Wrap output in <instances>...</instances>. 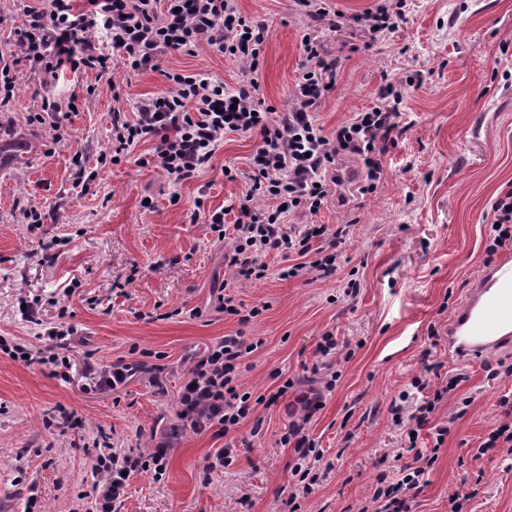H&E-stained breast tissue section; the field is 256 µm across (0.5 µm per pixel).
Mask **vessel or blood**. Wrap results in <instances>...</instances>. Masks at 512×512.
<instances>
[{
  "label": "vessel or blood",
  "instance_id": "1",
  "mask_svg": "<svg viewBox=\"0 0 512 512\" xmlns=\"http://www.w3.org/2000/svg\"><path fill=\"white\" fill-rule=\"evenodd\" d=\"M512 349V255L489 265L448 321V356L473 363Z\"/></svg>",
  "mask_w": 512,
  "mask_h": 512
}]
</instances>
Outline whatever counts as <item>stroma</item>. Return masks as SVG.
<instances>
[{
  "label": "stroma",
  "mask_w": 512,
  "mask_h": 512,
  "mask_svg": "<svg viewBox=\"0 0 512 512\" xmlns=\"http://www.w3.org/2000/svg\"><path fill=\"white\" fill-rule=\"evenodd\" d=\"M378 2L332 0L333 15L311 23L294 0H239L243 15L268 27L260 95L277 111L295 105L306 38L338 61L336 82L316 109L325 132L378 105L386 85L403 94L396 125L378 145L377 191L362 196L352 187L345 198L329 195L317 214L289 218L353 223L336 275L283 280V257L270 255L269 278L233 282L236 300L266 307L244 328L217 312L213 297L233 281L224 265L231 242L191 215L245 194L259 135L227 137L211 168L181 184L157 164L150 140L121 164L99 160L110 147L113 112L133 115L139 99L166 91V73H202L232 89L244 78L242 64L205 47L165 56L155 69L117 65L104 76L14 68L0 135L25 147L0 165V336L38 349L49 343L40 327L77 334L64 381L0 352V512H28L32 497L42 512H84L98 432L117 445L150 448L154 432L177 421L192 361L239 329L261 343L248 357L245 388L273 392L277 369L304 383L340 374L306 427L331 477L300 512H357L400 448L388 406L430 362L468 375L440 404L438 420L455 410L458 395L472 403L413 512H448L455 493L467 496L466 512H512V460L473 456L497 423L499 397L512 391V376L486 367L512 363V351L463 366L444 342L449 318L487 265L490 200L512 183V0H403L394 28L375 40L354 16ZM48 99L65 106L64 117L32 122ZM228 166L236 179L225 178ZM33 208L39 221L28 216ZM353 274L361 286L348 297L343 288ZM29 306L38 307L39 323L28 322ZM432 324L441 336L435 344ZM325 335L353 357L320 353ZM132 362L162 367L163 392L140 372L115 390L90 388L89 366ZM60 405L78 428L44 427ZM262 416L260 436L240 426L236 461L226 470L209 467L224 437L210 430L179 438L163 475L131 478L120 512H285L294 455L281 442L288 413L280 402Z\"/></svg>",
  "instance_id": "1"
}]
</instances>
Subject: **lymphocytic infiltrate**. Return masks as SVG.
<instances>
[{"instance_id":"1","label":"lymphocytic infiltrate","mask_w":512,"mask_h":512,"mask_svg":"<svg viewBox=\"0 0 512 512\" xmlns=\"http://www.w3.org/2000/svg\"><path fill=\"white\" fill-rule=\"evenodd\" d=\"M267 33L266 24L241 13L237 0H48L44 9H27L22 23L14 27L13 50L9 58L0 57V90L12 95V71L22 62L51 75L65 68L76 74L95 70L103 75L116 63L134 71L154 69L165 55H192L204 46L232 55L246 74L234 89L200 74L171 73L167 76L170 91L140 100L135 120L113 113L108 160L120 164L130 147L151 140L159 166L179 183L211 168L226 136L259 134L261 142L250 159L249 187L231 204L237 212L233 226L225 225L224 211L206 217L212 232L232 234L233 247L225 253L224 262L236 279L261 280L268 276L266 259L270 254L294 255L297 263L281 268L280 278L311 274L327 279L337 271L349 225L303 224L292 229L287 218L298 211L312 215L320 211L334 182L336 161L345 155L358 156L363 162L366 176L359 193L376 190L383 174L377 143L393 128L395 105L401 102L402 93L388 87L385 95L391 98V105L354 113L332 135H325L315 109L324 88L323 76L335 72L336 59L324 57L319 45L302 40L295 81L299 105L288 112L277 111L261 98L258 84ZM102 35L110 41V52L97 47ZM258 197L274 200V207L255 209L253 201ZM491 210L493 221L485 248L490 257L512 245L511 185L497 194ZM218 301L225 315L236 317L239 332L222 337L189 369L178 423L162 433L153 448L138 451L108 445L96 455L93 512H118L131 476L149 470L163 474L167 451L179 434L214 428L228 436L248 420L253 432H260L259 407L286 396L298 415L282 438L295 453L288 483L289 512H298L299 500L327 480L330 470L321 467L322 455L305 427L322 408L325 393L335 388V380L299 392L295 380L278 369L274 372L279 380L275 392L265 396L245 390L239 382L243 359L258 345L247 342L242 329L263 310L244 307L227 294ZM74 334L70 327L49 332V347L38 350L0 336V352L15 360L25 358L32 364L51 366L53 376L63 378ZM465 379V374L455 373L436 384L423 374L414 377L410 390L391 402L388 413L402 440L416 444L417 433L425 431L433 446L429 453L415 452L410 462L398 467L396 477L378 474L359 512H412V502L427 483L445 440L472 403L471 398H460L457 411L446 421L435 419L439 405ZM498 406V424L475 448V457L512 455V395H502Z\"/></svg>"}]
</instances>
